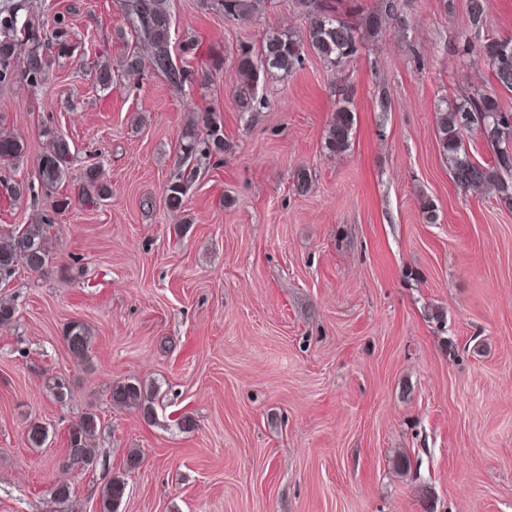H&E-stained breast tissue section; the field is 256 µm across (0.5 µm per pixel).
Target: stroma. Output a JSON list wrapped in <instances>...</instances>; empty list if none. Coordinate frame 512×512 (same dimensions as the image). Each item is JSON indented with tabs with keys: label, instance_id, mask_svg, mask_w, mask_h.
<instances>
[{
	"label": "stroma",
	"instance_id": "35a3bbf8",
	"mask_svg": "<svg viewBox=\"0 0 512 512\" xmlns=\"http://www.w3.org/2000/svg\"><path fill=\"white\" fill-rule=\"evenodd\" d=\"M400 2L403 22L363 30L343 74L306 53L260 80L268 106L247 117L234 59L269 27L304 38L293 0L242 22L217 0H169L174 45L198 41L210 74L178 91L121 72L134 40L117 0H0L42 33L64 16L69 44L39 85L0 87V128L27 146L0 179L29 189L0 202V229L55 216L44 271L0 280L16 306L0 324V512H98L119 473V512H512V208L455 184L435 125L443 98L479 89L512 110V92L462 55L466 0ZM342 81L355 129L336 156L324 137ZM205 104L230 149L173 212L182 129ZM51 131L74 153L54 194L39 179ZM90 165L112 188L95 207L73 199ZM73 321L92 335L84 363L64 344ZM127 378L156 392L152 418L110 405ZM91 407L97 461L67 467V428ZM127 482L124 474L114 475L107 482L100 496V512H119L126 495Z\"/></svg>",
	"mask_w": 512,
	"mask_h": 512
}]
</instances>
